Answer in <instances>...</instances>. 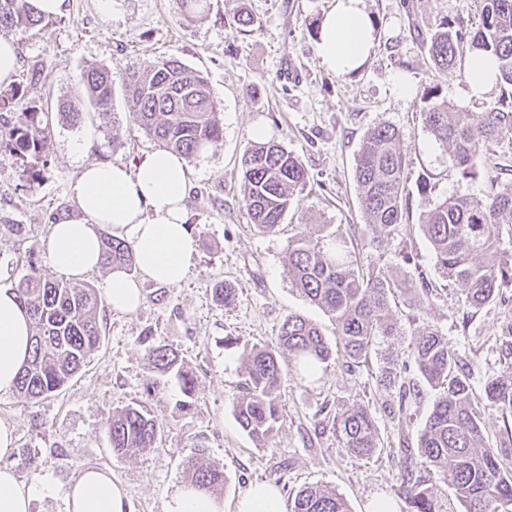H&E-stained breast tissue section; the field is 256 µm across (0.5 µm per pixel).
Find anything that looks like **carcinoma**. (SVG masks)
<instances>
[{"label": "carcinoma", "mask_w": 512, "mask_h": 512, "mask_svg": "<svg viewBox=\"0 0 512 512\" xmlns=\"http://www.w3.org/2000/svg\"><path fill=\"white\" fill-rule=\"evenodd\" d=\"M480 16L475 28H453L443 23L422 36L441 79L461 69L466 52L479 49L499 62V81L512 87V0H473ZM44 22L29 0H0V27L27 30ZM134 120L160 148L192 160L202 149L223 137L216 117L217 101L203 73L177 59H163L146 71H126L120 76ZM114 75L106 67L84 75L88 103L104 119L112 107ZM420 117L436 144L449 151L463 180L476 176L478 157L492 145H512V91L497 105L464 122L454 118L446 101L435 103L423 95ZM42 113L31 109L24 126L0 125L5 139L21 156L49 152L47 137L38 135ZM407 157L400 131L393 125L374 127L364 136L355 162L354 180L366 223L375 234L391 232L406 222ZM486 191L474 199L459 187L438 202L423 218L422 229L445 281L458 287L460 302L477 308L507 298L512 289V241L504 242L500 228L512 224V181L500 177L498 167L486 169ZM242 203L252 224L261 233H272L302 192L308 172L298 156L284 146L256 142L241 161ZM102 264L136 269L132 246L105 234L101 239ZM288 276L305 297L334 317L348 367L367 362L380 337L397 333L390 298L395 292L429 301L432 289L424 280L396 282L381 269L364 267L351 254L348 236L340 231L319 236L307 233L289 249ZM20 304L30 315L33 342L30 359L16 384V391L39 400L72 380L99 348L101 300L91 284L45 278L29 263V272L14 287ZM146 359L160 376L174 375L184 396L193 399L197 379L184 369L178 356L165 345H149ZM335 350L321 328L290 314L282 321L274 341L253 347L248 354L241 395L234 405L240 428L252 439L266 442L281 421L275 390L284 369L293 366L305 376L328 366ZM412 357L421 378L436 391L430 414L420 435L419 452L428 466L449 473L464 512H512V473L502 454L485 444L482 413L512 416V361L488 378L484 404L474 402L470 374L458 365L448 340L433 329L417 333ZM379 383L397 394L398 417L422 399L417 382L391 367ZM343 447L359 457L378 448L379 437L372 413L351 408L336 417ZM112 453L133 455L156 446L164 434L143 404L128 405L106 421ZM198 455L185 462L190 484L214 493L224 487V464H199ZM402 494L408 512H435L426 480L407 472ZM288 512H350L336 489L308 486L288 498Z\"/></svg>", "instance_id": "cac0c4a2"}]
</instances>
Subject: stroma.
I'll list each match as a JSON object with an SVG mask.
<instances>
[{"label":"stroma","mask_w":512,"mask_h":512,"mask_svg":"<svg viewBox=\"0 0 512 512\" xmlns=\"http://www.w3.org/2000/svg\"><path fill=\"white\" fill-rule=\"evenodd\" d=\"M253 22L238 25L237 0H207L203 12H187L183 0H66L65 12L38 27L0 29L18 47L15 84L23 100L0 120L18 125L27 107L48 112L46 159L22 158L0 145V288H14L36 261L53 278L47 239L58 221L79 218L70 185L85 165L114 162L128 168L156 151L151 137L134 123L122 87L112 93L111 121L101 125L83 96V76L104 66L115 74L144 70L174 58L205 75L218 102L224 137L190 163L186 200L189 225L197 234V256L185 280L170 287L143 282V301L132 314L100 311V346L89 363L62 390L29 400L0 393V421L13 425L15 446L6 457L22 481L45 483L53 495L34 500L31 512H64L63 492L82 470H109L126 490L131 512H163L175 487L185 483L184 462L203 450L207 462L224 465L226 482L219 498L224 512L250 485L266 482L289 496L310 484H330L352 512H373L380 499L407 505L400 495L402 448H416L435 397L424 388L407 416L390 412L395 391L379 384L389 364L415 377L410 344L425 328L438 330L454 350L458 364L471 373V387L483 396L488 377L506 360L500 327L512 321V302L496 301L467 309L457 288L439 276L423 216L439 200L465 186L475 198L486 189L484 177L462 182L448 153L420 120L424 90L435 101L453 105L461 120L488 111L501 90L483 99L466 94L464 73L436 77L421 47L425 30L465 21L477 26L475 10L464 0H365L377 26V47L356 73L325 68L316 53V37L307 26L329 9L332 0H246ZM405 77L408 93L396 79ZM80 108L72 123L59 104ZM264 125L270 141L299 156L310 181L288 210L277 232L256 230L241 202L240 160L253 143L252 128ZM381 124L400 129L410 165L407 208L410 221L391 236L374 237L361 211L354 181L355 160L368 130ZM36 180H29V172ZM428 179L419 192L420 179ZM25 228L13 232V225ZM347 230L362 264L384 268L401 281L423 275L433 290L430 305L419 306L396 295L397 333L377 340L364 366L350 369L344 355L315 376L288 371L277 394L284 420L275 435L260 444L249 438L234 416V400L250 349L270 343L284 318L300 314L335 340L330 315L311 304L288 278V248L316 225ZM412 253L413 263L403 260ZM235 290L231 306L217 305L218 284ZM178 352L197 377L195 404L176 406L175 378L148 394L152 381L145 343ZM147 406L165 434L155 448L135 457L114 455L105 420L127 405ZM363 406L374 416L379 446L371 458L344 448L332 418Z\"/></svg>","instance_id":"stroma-1"}]
</instances>
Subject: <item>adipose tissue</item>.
I'll return each mask as SVG.
<instances>
[{
    "label": "adipose tissue",
    "mask_w": 512,
    "mask_h": 512,
    "mask_svg": "<svg viewBox=\"0 0 512 512\" xmlns=\"http://www.w3.org/2000/svg\"><path fill=\"white\" fill-rule=\"evenodd\" d=\"M375 47L374 28L365 0H333L323 14L316 39L317 56L331 71L348 74L360 69ZM471 98H483L496 84L497 60L480 50L467 59ZM190 166L180 155L158 150L135 171L115 163L85 166L70 187L80 218L52 225L48 253L53 272L79 279L101 265V228L129 242L136 274L112 269L104 283L110 308L134 312L142 301L141 284H180L197 253L187 224L186 198ZM32 325L14 291L0 288V392L14 390L30 350ZM45 484L22 482L0 463V512H30L33 500L51 495ZM65 512H129L125 488L109 471L90 467L64 495ZM164 512H224L215 494L191 485L178 486L167 498Z\"/></svg>",
    "instance_id": "adipose-tissue-1"
}]
</instances>
